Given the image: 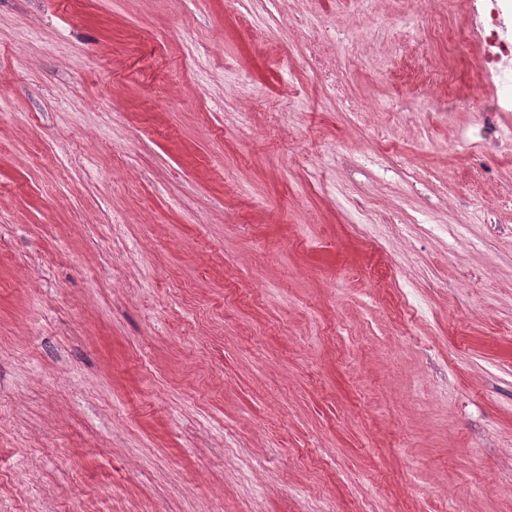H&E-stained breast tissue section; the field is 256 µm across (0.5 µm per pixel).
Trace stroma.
<instances>
[{
    "label": "stroma",
    "mask_w": 512,
    "mask_h": 512,
    "mask_svg": "<svg viewBox=\"0 0 512 512\" xmlns=\"http://www.w3.org/2000/svg\"><path fill=\"white\" fill-rule=\"evenodd\" d=\"M512 0H0V512H512ZM484 40L488 47L487 64H490L498 73L502 84H509L510 80H512V73L504 68H499L498 64H502L504 58H506L505 61L512 58V44L501 40L494 29L484 36Z\"/></svg>",
    "instance_id": "stroma-1"
}]
</instances>
